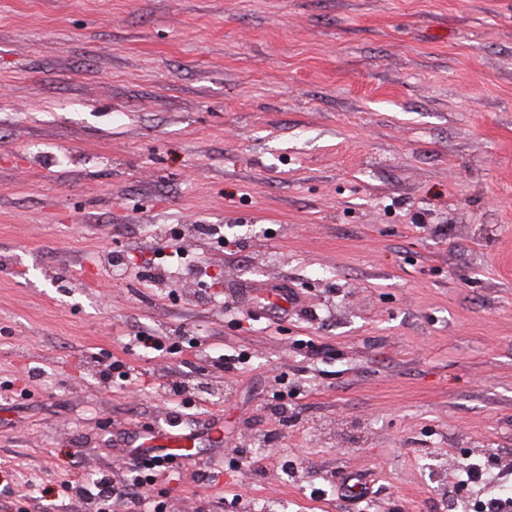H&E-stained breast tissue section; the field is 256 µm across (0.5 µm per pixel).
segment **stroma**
<instances>
[{
	"label": "stroma",
	"instance_id": "35a3bbf8",
	"mask_svg": "<svg viewBox=\"0 0 512 512\" xmlns=\"http://www.w3.org/2000/svg\"><path fill=\"white\" fill-rule=\"evenodd\" d=\"M177 225L214 298L140 278ZM273 283L299 304L264 311ZM164 429L196 437L166 512L512 479V0H0V512H99L80 487Z\"/></svg>",
	"mask_w": 512,
	"mask_h": 512
}]
</instances>
